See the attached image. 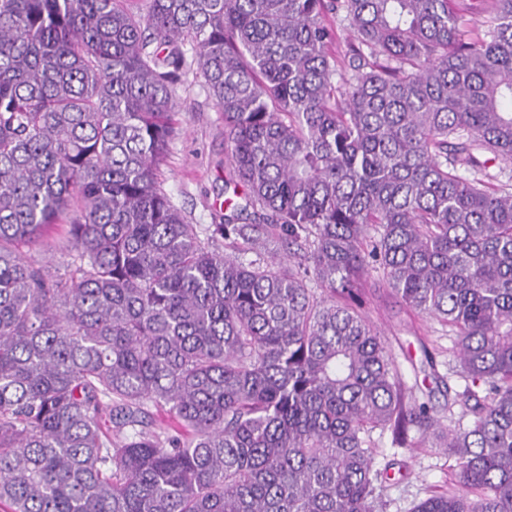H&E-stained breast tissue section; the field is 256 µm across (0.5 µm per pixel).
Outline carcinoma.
<instances>
[{
  "label": "carcinoma",
  "mask_w": 512,
  "mask_h": 512,
  "mask_svg": "<svg viewBox=\"0 0 512 512\" xmlns=\"http://www.w3.org/2000/svg\"><path fill=\"white\" fill-rule=\"evenodd\" d=\"M190 62L232 160L205 239L157 186ZM511 159L512 0H0V506L375 512L370 432L414 427L460 491L413 512H512ZM62 223L66 278L21 252ZM370 268L458 337L454 426ZM326 19L328 23L333 25L336 32V40L332 49L339 60H343L345 58L347 62L349 48L352 44L356 43L353 32L347 28L344 23L336 20V17L330 14Z\"/></svg>",
  "instance_id": "carcinoma-1"
}]
</instances>
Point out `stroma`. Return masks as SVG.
Here are the masks:
<instances>
[{
    "mask_svg": "<svg viewBox=\"0 0 512 512\" xmlns=\"http://www.w3.org/2000/svg\"><path fill=\"white\" fill-rule=\"evenodd\" d=\"M174 100L176 133L158 183L189 223L204 228L221 221L224 181L232 170L224 114L193 69L183 75ZM65 232V226L56 227L45 242L26 247L25 255L55 274H67ZM361 299L364 314L393 356L407 396L427 403L444 424L457 421L462 408L454 397L464 382L456 373V338L450 328L402 304L375 269L363 276ZM409 437L413 446L402 447L391 431L378 428L371 434L377 450L374 467L382 474L377 489L380 512H412L421 500L453 487L455 457L420 443L418 431H410Z\"/></svg>",
    "mask_w": 512,
    "mask_h": 512,
    "instance_id": "35a3bbf8",
    "label": "stroma"
}]
</instances>
